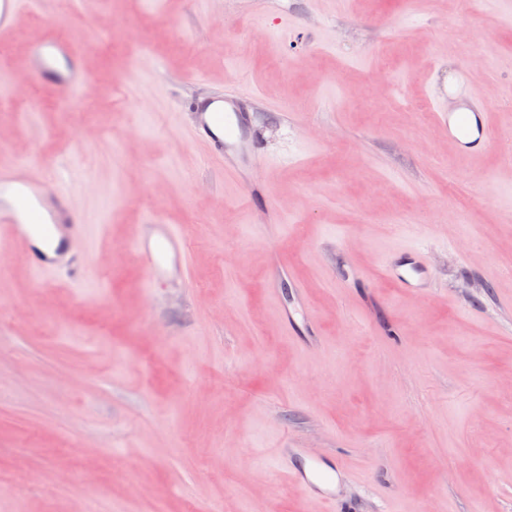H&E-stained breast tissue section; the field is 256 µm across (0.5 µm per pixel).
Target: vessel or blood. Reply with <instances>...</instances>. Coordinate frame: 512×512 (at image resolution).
<instances>
[{"mask_svg":"<svg viewBox=\"0 0 512 512\" xmlns=\"http://www.w3.org/2000/svg\"><path fill=\"white\" fill-rule=\"evenodd\" d=\"M82 54L71 42L45 40L31 52L30 71L42 81L69 94L86 87ZM241 99L221 93H187L179 100L191 137L205 148L208 162L227 170H244L264 157V146L250 113ZM448 139L467 157L483 155L492 137L488 112L466 104L449 113ZM87 226L73 207L67 191L56 181L33 180L25 166L0 163V240L23 241L35 274L50 273L75 264L73 244L86 237ZM140 252L144 264L157 268L163 254L180 253L186 238L182 227L168 225L161 238H154L152 225H144ZM381 274L402 291L432 287L434 276L416 248L398 247L379 265ZM288 472L310 498L326 512H344L347 501L337 495L336 478L343 472L336 458L311 457L303 449L289 448L283 454Z\"/></svg>","mask_w":512,"mask_h":512,"instance_id":"vessel-or-blood-1","label":"vessel or blood"}]
</instances>
